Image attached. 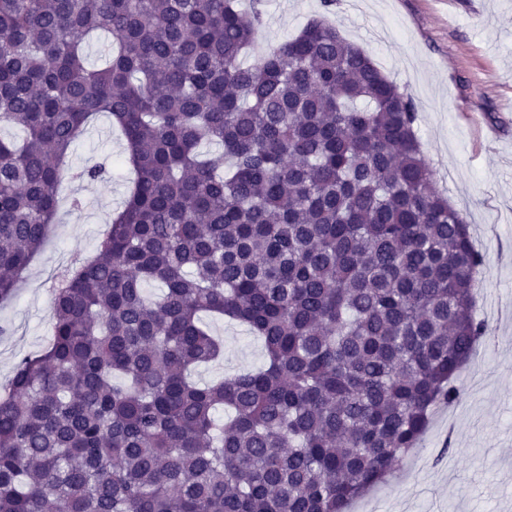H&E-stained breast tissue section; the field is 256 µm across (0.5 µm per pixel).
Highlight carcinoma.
<instances>
[{
    "mask_svg": "<svg viewBox=\"0 0 512 512\" xmlns=\"http://www.w3.org/2000/svg\"><path fill=\"white\" fill-rule=\"evenodd\" d=\"M251 2L0 0V303L95 115L133 175L0 390V512H347L459 398L483 256L417 103L323 17L246 62ZM204 314L264 366L191 381L224 352Z\"/></svg>",
    "mask_w": 512,
    "mask_h": 512,
    "instance_id": "cac0c4a2",
    "label": "carcinoma"
}]
</instances>
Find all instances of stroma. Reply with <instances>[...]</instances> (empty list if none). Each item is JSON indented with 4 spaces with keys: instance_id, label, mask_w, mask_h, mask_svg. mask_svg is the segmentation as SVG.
<instances>
[{
    "instance_id": "1",
    "label": "stroma",
    "mask_w": 512,
    "mask_h": 512,
    "mask_svg": "<svg viewBox=\"0 0 512 512\" xmlns=\"http://www.w3.org/2000/svg\"><path fill=\"white\" fill-rule=\"evenodd\" d=\"M257 38L274 45L322 15L321 0H265ZM418 105L417 131L439 186L466 217L485 280L477 290L488 332L459 400L437 407L417 450L389 481L359 498L363 512H512V0H337L330 16ZM124 138L99 115L72 145L58 220L30 263L22 288L0 304V384L17 361L50 341L52 289L74 259L95 254L130 173L118 165ZM95 163L106 181L73 172ZM84 205L70 207L73 198ZM224 359L200 369L217 381L265 361L244 326L211 323ZM451 450H444V442Z\"/></svg>"
}]
</instances>
